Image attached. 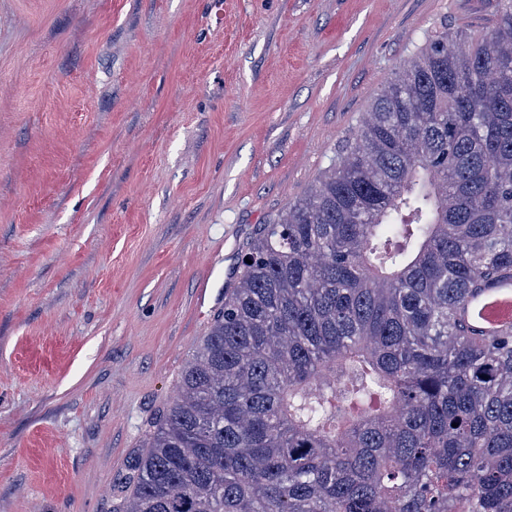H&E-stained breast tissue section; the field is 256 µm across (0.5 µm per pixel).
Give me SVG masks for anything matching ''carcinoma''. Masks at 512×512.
Instances as JSON below:
<instances>
[{"instance_id":"1","label":"carcinoma","mask_w":512,"mask_h":512,"mask_svg":"<svg viewBox=\"0 0 512 512\" xmlns=\"http://www.w3.org/2000/svg\"><path fill=\"white\" fill-rule=\"evenodd\" d=\"M114 512H512V0L443 26L252 237ZM251 263H246V260ZM472 310L491 327L512 323V292L491 295Z\"/></svg>"}]
</instances>
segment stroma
I'll list each match as a JSON object with an SVG mask.
<instances>
[{
    "label": "stroma",
    "mask_w": 512,
    "mask_h": 512,
    "mask_svg": "<svg viewBox=\"0 0 512 512\" xmlns=\"http://www.w3.org/2000/svg\"><path fill=\"white\" fill-rule=\"evenodd\" d=\"M497 0H0V512H113L259 225Z\"/></svg>",
    "instance_id": "obj_1"
}]
</instances>
